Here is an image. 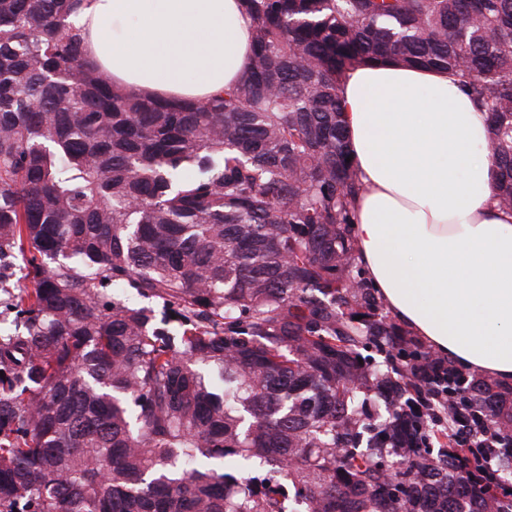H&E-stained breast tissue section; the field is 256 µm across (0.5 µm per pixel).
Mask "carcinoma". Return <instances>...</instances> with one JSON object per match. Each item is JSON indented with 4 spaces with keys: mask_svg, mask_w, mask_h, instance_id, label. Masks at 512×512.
<instances>
[{
    "mask_svg": "<svg viewBox=\"0 0 512 512\" xmlns=\"http://www.w3.org/2000/svg\"><path fill=\"white\" fill-rule=\"evenodd\" d=\"M81 2L0 0V256L29 281L0 279V512H512V386L448 367L432 429L358 267L339 96L371 63L456 74L512 212V0H240L247 73L180 104L87 65Z\"/></svg>",
    "mask_w": 512,
    "mask_h": 512,
    "instance_id": "1",
    "label": "carcinoma"
}]
</instances>
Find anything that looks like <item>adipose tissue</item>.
Instances as JSON below:
<instances>
[{"mask_svg": "<svg viewBox=\"0 0 512 512\" xmlns=\"http://www.w3.org/2000/svg\"><path fill=\"white\" fill-rule=\"evenodd\" d=\"M71 22L89 64L134 95L206 99L251 62L239 0H83ZM341 97L366 277L436 352L512 383V214L493 198L485 113L454 74L395 63L350 71Z\"/></svg>", "mask_w": 512, "mask_h": 512, "instance_id": "obj_1", "label": "adipose tissue"}]
</instances>
